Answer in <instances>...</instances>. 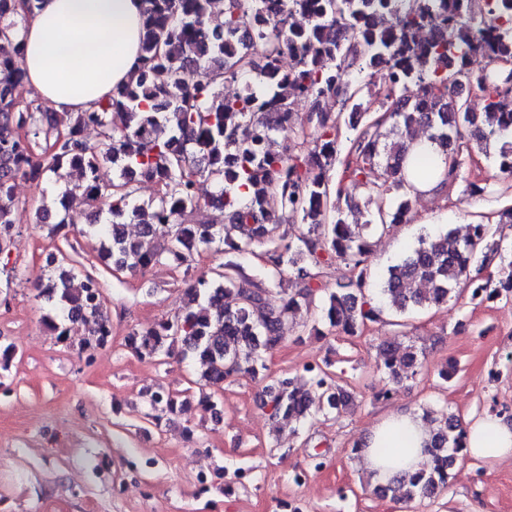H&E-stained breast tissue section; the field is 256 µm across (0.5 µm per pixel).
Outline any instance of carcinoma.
<instances>
[{
  "instance_id": "cac0c4a2",
  "label": "carcinoma",
  "mask_w": 512,
  "mask_h": 512,
  "mask_svg": "<svg viewBox=\"0 0 512 512\" xmlns=\"http://www.w3.org/2000/svg\"><path fill=\"white\" fill-rule=\"evenodd\" d=\"M213 0H147L140 40V71L134 84L113 91L92 112H45L15 96L22 75L14 68L16 32L24 21L15 0H0V239L15 224L14 181L39 183L68 167L80 180L61 196L80 194L94 208L88 231L103 241L101 259L114 270H147L160 264L189 273L192 255L212 247L224 262L191 277L185 305L173 319L134 331L127 345L157 365L175 354L193 360L200 380L213 389L203 397L216 411L224 382L256 377L286 337L290 317L319 306L329 326L349 336L363 333L386 310L404 314L439 307L467 288L471 299L512 291V244L495 238L476 220L461 237L454 230L425 234L380 277L378 293L365 294L372 277L371 239L389 232L410 211L406 176L424 181L443 173L453 186L463 151L471 144L498 146L496 166L512 176V0H224V20H214ZM429 29L434 39L423 37ZM294 63L283 69L285 55ZM488 67L472 78L470 62ZM205 67L211 78L193 81ZM359 71L386 70L379 107L364 100L366 85L350 79ZM253 74L264 87L247 83L232 96L224 84ZM482 87L484 110L470 111L464 97L471 83ZM420 87L415 99L408 85ZM339 97L343 112L321 103ZM311 103L308 128H296L294 105ZM99 140L82 138L87 126ZM353 132L338 159L342 128ZM417 129L442 157L408 158L407 139ZM288 132L281 143L278 136ZM112 163L114 179L99 182ZM343 166L342 186L332 189L329 172ZM156 185L153 197L134 201L138 179ZM362 190L353 208L349 188ZM219 204L227 223L206 221L204 208ZM193 213L195 220L187 219ZM138 224L130 237L125 227ZM258 244L276 275L296 274L294 288L264 287L246 273ZM497 263V274L483 270ZM345 269L344 281L328 288L324 270ZM39 284L59 319L85 323L83 344L101 348L111 335L97 279L79 274L63 255L47 258ZM236 296L231 307L225 299ZM422 362L415 348L394 342L378 348L377 369L393 385L415 377ZM351 394L320 367L283 374L260 395V408L295 435L307 424L345 410ZM182 405L170 391H151L146 416L164 418ZM431 426L430 466L377 484L373 492L397 501L431 498L448 488L462 456V421L444 409L425 413Z\"/></svg>"
}]
</instances>
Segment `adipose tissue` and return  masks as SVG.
<instances>
[{"instance_id":"ef3b65f1","label":"adipose tissue","mask_w":512,"mask_h":512,"mask_svg":"<svg viewBox=\"0 0 512 512\" xmlns=\"http://www.w3.org/2000/svg\"><path fill=\"white\" fill-rule=\"evenodd\" d=\"M143 0H40L19 30L25 85L58 112L98 108L139 69ZM468 456L512 462V422L483 413L464 421ZM422 415L402 408L379 417L360 442L358 465L372 482L412 474L429 458Z\"/></svg>"}]
</instances>
